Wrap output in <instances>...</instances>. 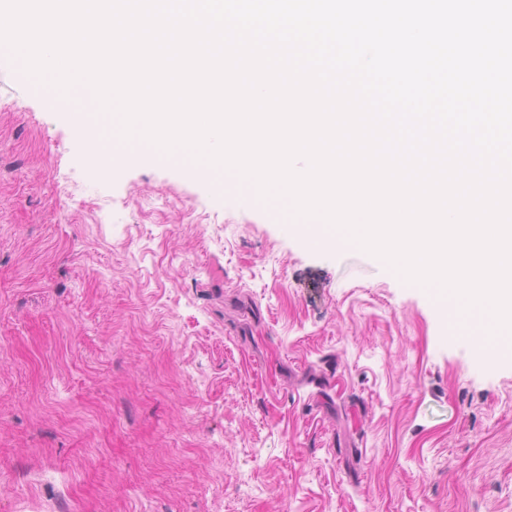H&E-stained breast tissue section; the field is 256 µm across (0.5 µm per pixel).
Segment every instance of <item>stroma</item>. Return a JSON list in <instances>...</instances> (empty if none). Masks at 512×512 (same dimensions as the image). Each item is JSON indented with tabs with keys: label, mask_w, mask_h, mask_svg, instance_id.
<instances>
[{
	"label": "stroma",
	"mask_w": 512,
	"mask_h": 512,
	"mask_svg": "<svg viewBox=\"0 0 512 512\" xmlns=\"http://www.w3.org/2000/svg\"><path fill=\"white\" fill-rule=\"evenodd\" d=\"M0 53V512H512V349L232 183L82 156Z\"/></svg>",
	"instance_id": "obj_1"
}]
</instances>
